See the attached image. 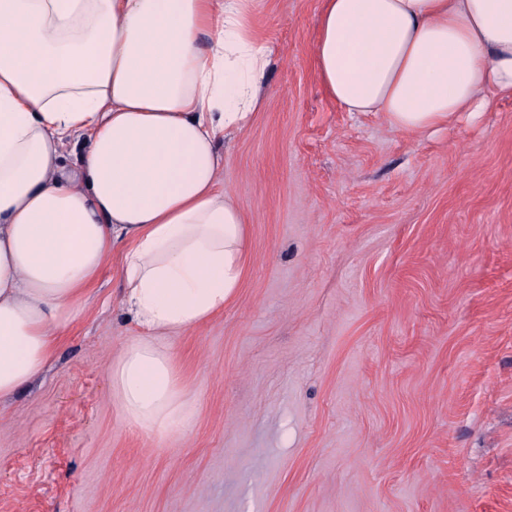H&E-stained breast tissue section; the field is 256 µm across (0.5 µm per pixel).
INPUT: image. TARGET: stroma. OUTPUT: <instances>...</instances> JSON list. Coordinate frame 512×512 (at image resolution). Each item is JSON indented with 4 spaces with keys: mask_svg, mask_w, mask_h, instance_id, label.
Wrapping results in <instances>:
<instances>
[{
    "mask_svg": "<svg viewBox=\"0 0 512 512\" xmlns=\"http://www.w3.org/2000/svg\"><path fill=\"white\" fill-rule=\"evenodd\" d=\"M322 0H256L264 103L225 140L234 299L167 337L196 415L125 423L138 329L113 254L47 368L0 401V512H512V99L433 134L342 111Z\"/></svg>",
    "mask_w": 512,
    "mask_h": 512,
    "instance_id": "1",
    "label": "stroma"
}]
</instances>
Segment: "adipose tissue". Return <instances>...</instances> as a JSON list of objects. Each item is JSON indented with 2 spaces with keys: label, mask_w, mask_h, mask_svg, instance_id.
Segmentation results:
<instances>
[{
  "label": "adipose tissue",
  "mask_w": 512,
  "mask_h": 512,
  "mask_svg": "<svg viewBox=\"0 0 512 512\" xmlns=\"http://www.w3.org/2000/svg\"><path fill=\"white\" fill-rule=\"evenodd\" d=\"M255 0H0V400L33 380L122 254L141 330L110 368L125 422L195 410L163 337L237 292L246 218L217 145L263 104ZM318 78L421 134L512 98V0H323ZM86 140L79 168L63 151Z\"/></svg>",
  "instance_id": "ef3b65f1"
}]
</instances>
